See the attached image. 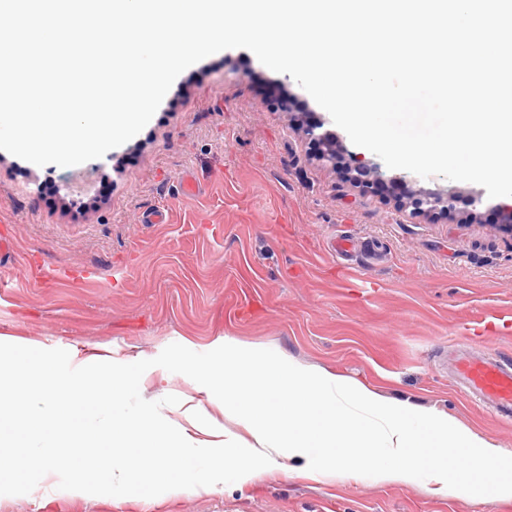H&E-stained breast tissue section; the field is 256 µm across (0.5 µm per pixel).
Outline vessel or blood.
Wrapping results in <instances>:
<instances>
[{"mask_svg": "<svg viewBox=\"0 0 512 512\" xmlns=\"http://www.w3.org/2000/svg\"><path fill=\"white\" fill-rule=\"evenodd\" d=\"M454 372L468 395L491 408L500 420L512 423V361L462 355Z\"/></svg>", "mask_w": 512, "mask_h": 512, "instance_id": "obj_1", "label": "vessel or blood"}]
</instances>
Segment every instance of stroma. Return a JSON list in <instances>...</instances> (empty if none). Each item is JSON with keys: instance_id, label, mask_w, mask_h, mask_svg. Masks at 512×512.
Returning a JSON list of instances; mask_svg holds the SVG:
<instances>
[{"instance_id": "1", "label": "stroma", "mask_w": 512, "mask_h": 512, "mask_svg": "<svg viewBox=\"0 0 512 512\" xmlns=\"http://www.w3.org/2000/svg\"><path fill=\"white\" fill-rule=\"evenodd\" d=\"M323 113L290 75L233 48L183 71L143 130L102 158L39 167L0 150V232L13 239L0 258V334L134 362L228 337L448 413L512 454V425L467 400L453 374L457 348L512 358V229L488 197L470 218L469 182L387 168L398 193L353 186L358 148L345 132L323 163L290 130ZM188 175L197 193H183ZM420 188L455 189V215L412 214L408 193ZM159 205L165 223H143ZM339 237L351 251L330 249ZM0 512H512V502L451 500L425 482H317L286 460L256 485L137 502L52 479L0 495Z\"/></svg>"}]
</instances>
